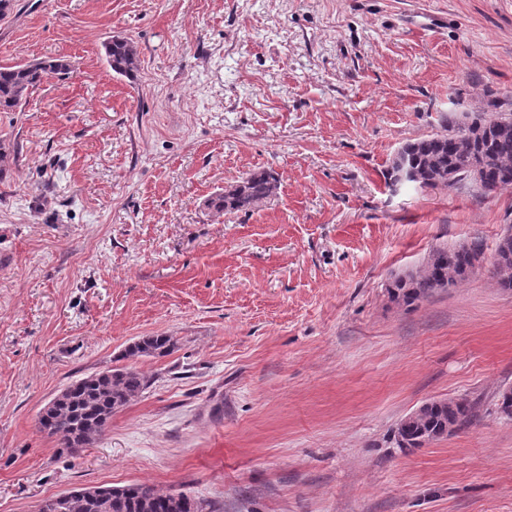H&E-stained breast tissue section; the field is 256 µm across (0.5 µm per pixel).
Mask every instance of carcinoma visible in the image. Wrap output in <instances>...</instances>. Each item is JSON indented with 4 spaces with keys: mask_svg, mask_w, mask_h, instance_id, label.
I'll list each match as a JSON object with an SVG mask.
<instances>
[{
    "mask_svg": "<svg viewBox=\"0 0 512 512\" xmlns=\"http://www.w3.org/2000/svg\"><path fill=\"white\" fill-rule=\"evenodd\" d=\"M107 64L112 72L129 76L137 68V52L131 42L111 38L103 45ZM69 63L60 59L34 60L12 66H0V112L22 110L32 89L47 77L67 73ZM471 137L451 134L430 135L401 147L405 165L414 169L420 181L435 187L448 170L465 172L473 166L483 168L485 190L512 185V116L496 113L478 114ZM277 189L271 171L248 174L231 189H220L205 200L207 209L216 212L252 210ZM484 253L482 239L472 240V250L450 249L451 262L432 263L421 272L398 277L392 287L401 292L404 302L412 304L438 290L440 282L457 286L468 276L473 253ZM493 266L500 287L512 290V241L498 243ZM174 348L172 338L164 335L144 336L125 351L124 357H163ZM150 379L134 366H123L94 373L72 383L63 402L43 409L40 429L59 439L67 450L85 448L94 443L120 408L143 393ZM473 416L472 404L462 398L440 402L421 411L397 428L406 441L405 447L419 448L424 436L440 438L466 426ZM202 503L183 493H161L154 487L133 483L117 487V494L103 498L97 506H88L85 499L74 497L60 504V512H202Z\"/></svg>",
    "mask_w": 512,
    "mask_h": 512,
    "instance_id": "1",
    "label": "carcinoma"
}]
</instances>
